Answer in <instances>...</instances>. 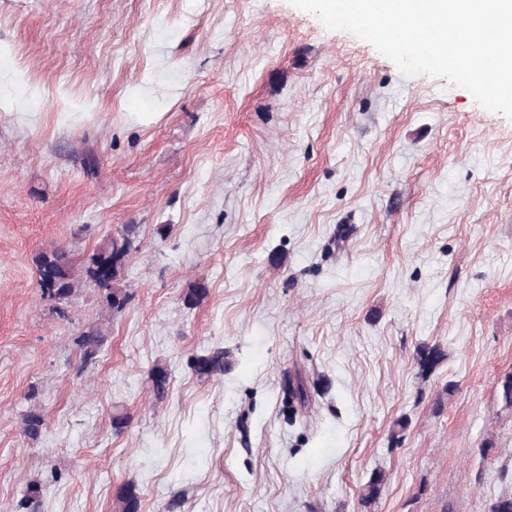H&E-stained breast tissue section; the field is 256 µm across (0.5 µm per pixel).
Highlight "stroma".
Returning a JSON list of instances; mask_svg holds the SVG:
<instances>
[{
    "label": "stroma",
    "mask_w": 512,
    "mask_h": 512,
    "mask_svg": "<svg viewBox=\"0 0 512 512\" xmlns=\"http://www.w3.org/2000/svg\"><path fill=\"white\" fill-rule=\"evenodd\" d=\"M126 224L87 363L100 292L55 301L38 258ZM509 373L511 119L290 0H0V512L29 482L44 512L130 483L139 512H487ZM108 316L102 321L83 332L79 338V346L86 361L97 359L105 351V343L108 336ZM196 372L200 376L212 377L224 373V349L215 347L198 356ZM22 432L29 439L35 440L40 437L46 426L42 412L34 407H29L20 414Z\"/></svg>",
    "instance_id": "1"
}]
</instances>
